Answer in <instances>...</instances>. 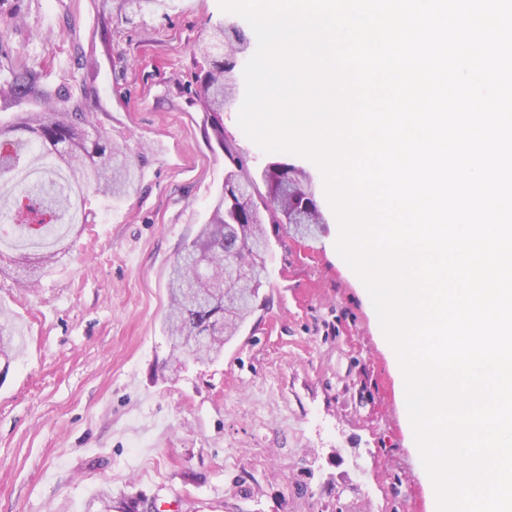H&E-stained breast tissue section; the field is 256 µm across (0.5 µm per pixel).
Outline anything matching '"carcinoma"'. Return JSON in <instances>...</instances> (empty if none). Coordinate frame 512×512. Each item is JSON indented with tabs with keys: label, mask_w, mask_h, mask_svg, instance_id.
<instances>
[{
	"label": "carcinoma",
	"mask_w": 512,
	"mask_h": 512,
	"mask_svg": "<svg viewBox=\"0 0 512 512\" xmlns=\"http://www.w3.org/2000/svg\"><path fill=\"white\" fill-rule=\"evenodd\" d=\"M226 44L230 46L227 51ZM246 49L245 31L238 24L218 23L212 28L203 53L205 65L197 75V97L221 146L223 112L236 100L234 71L238 54ZM2 89L10 96L28 97L48 107L41 112H20L12 124L0 127V178L15 171L34 144L40 152L30 155L31 164L51 159L45 176L16 183L10 194V224L20 238L32 243L57 226L72 222L79 191L91 189L121 199L133 190L137 172L123 158L121 148L100 135L89 134L86 97H76L47 82L35 69L10 72L0 84ZM228 158L229 170L224 185L213 196L207 222L185 244L169 273V304L162 328L174 351L186 361L218 359L224 354V346L239 335L254 314L255 308L246 306L237 319L224 322V296L248 292L259 296L269 271L228 282L224 296L211 295L209 288L210 278L224 277L227 263L234 262L245 270L251 266L254 248L267 239L264 213H270L275 224H288L298 204L317 205L303 169L286 163L277 173L265 171L264 195L244 171L241 160L232 154ZM65 255L66 251L53 249L28 259L26 287H35Z\"/></svg>",
	"instance_id": "1"
}]
</instances>
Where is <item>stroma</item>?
I'll return each instance as SVG.
<instances>
[{"mask_svg":"<svg viewBox=\"0 0 512 512\" xmlns=\"http://www.w3.org/2000/svg\"><path fill=\"white\" fill-rule=\"evenodd\" d=\"M220 0H0V68H36L88 95L94 128L140 173L71 230L39 287L29 242L0 223V512H86L101 491L159 512H434L397 355L337 251L321 169L263 152L237 111L210 147L196 73ZM252 175L306 169L325 222L302 239L265 223L270 285L211 364H183L161 331L168 271L209 214L227 151Z\"/></svg>","mask_w":512,"mask_h":512,"instance_id":"stroma-1","label":"stroma"}]
</instances>
